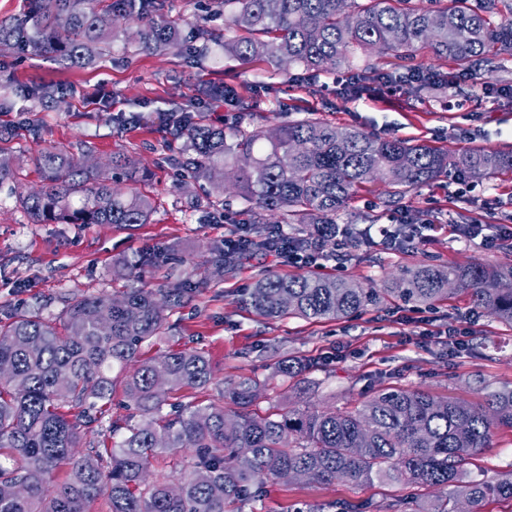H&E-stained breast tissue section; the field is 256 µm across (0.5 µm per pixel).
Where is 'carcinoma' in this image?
<instances>
[{"instance_id": "carcinoma-1", "label": "carcinoma", "mask_w": 512, "mask_h": 512, "mask_svg": "<svg viewBox=\"0 0 512 512\" xmlns=\"http://www.w3.org/2000/svg\"><path fill=\"white\" fill-rule=\"evenodd\" d=\"M224 9V53L247 63L256 57L276 69L293 64L315 76L350 75L357 58L380 50L399 61V79L428 66L430 48L455 72L437 84L482 74L483 66L512 59V0H217ZM136 9L135 0H27L17 16L0 20V52L30 48L62 62L92 61L111 52L114 25ZM141 47L177 54L174 25L141 17ZM185 139L183 169L215 179L234 171V187L255 218L280 214L275 230L308 247L336 240L337 225L365 184L389 187L387 203L463 173L512 174V152L472 149L450 156L428 144L370 135L322 117L228 131L183 112L171 120ZM44 184L23 206L37 223L116 224L150 221L152 203L137 187L136 167L115 160L108 175L51 145L37 160ZM158 245L118 264L141 278L168 263ZM194 268L166 276L155 288H130L69 304L62 318L22 314L0 324V512H92L106 499L109 512H239L267 483L301 471L318 483H395L434 488L431 499L406 496L392 512H480L487 498L512 501V479L467 478L472 456L489 446L493 430L512 428V387L485 388L477 405L438 399L419 388H393L344 412L255 409L258 384L245 378L229 388L231 407L182 405L164 413L169 394L212 381L199 352L170 350L126 375L124 394L138 413L135 424L111 423V446L75 454L80 434L64 408H80L99 422L112 401V370L137 359L141 347L169 329V314L194 292ZM394 289L408 303L433 305L455 283L468 290L471 308L512 325V264L467 267L420 264L402 268ZM389 289L344 279L265 276L245 305L267 317L334 319L381 302ZM318 361L281 360L285 376ZM192 450L189 465L172 457ZM166 460L176 474L146 480L151 461ZM67 467L66 477L56 472Z\"/></svg>"}]
</instances>
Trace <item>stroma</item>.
Instances as JSON below:
<instances>
[{"instance_id": "obj_1", "label": "stroma", "mask_w": 512, "mask_h": 512, "mask_svg": "<svg viewBox=\"0 0 512 512\" xmlns=\"http://www.w3.org/2000/svg\"><path fill=\"white\" fill-rule=\"evenodd\" d=\"M159 16L177 22L182 55L138 50L137 20L120 21L112 52L94 66H62L52 58L26 51L0 56V76L18 92L52 87L55 103L29 126L25 112L0 114V129L14 138V161L21 187H39L36 160L51 144L88 149L91 160L109 167L115 154L135 161L142 191L153 202L150 223L34 224L17 195L0 191V321L36 312L59 317L74 301L101 292L119 294L129 282L112 274L116 259L134 257L147 248L172 245L179 258L195 268L196 292L169 316L165 336L143 344L142 358L169 350H192L210 362L213 380L204 389H185L175 401L207 405L219 402L222 388L242 377L259 384V406L327 408L346 411L373 392L388 387L422 388L439 397L477 403L480 387L512 386V326L487 313H472L463 294L427 309L434 334L420 339L407 320L408 306L398 298L341 321L257 317L241 302L256 280L268 275L306 274V267L280 263L261 253L243 261L224 277L211 274L210 246L247 223L239 198L217 191L206 178L184 175L174 162L180 141L167 132V119L180 106L195 102L206 122L237 125L238 112L224 111L211 86H231L251 99L252 123L264 117L297 121L308 114L388 138L422 141L450 155L472 148L512 151V60L492 65L482 78L460 77L455 89H430L418 96L408 88L379 98L344 94L337 75L321 73L316 82L302 80L300 68L278 73L261 58L241 66L217 52L204 57L192 49L199 26L223 35L225 21L214 0H157ZM387 187L370 184L360 192L342 222L378 229L407 218L417 228L414 247L385 250L357 242L326 248L318 256L322 273L366 284L392 283L399 268L424 261L466 266L482 259L512 263V249L485 250L451 234L466 222L494 227L512 222V180L488 177L448 179L411 191L398 204L384 206ZM469 329L463 350L448 352L447 330ZM316 357L318 370L290 378L277 372L282 357ZM472 477L512 475V430H497L488 448L472 456ZM410 490L386 483L355 485L298 482L271 484L259 501L242 512H288L305 505L318 512H338L342 503L366 501L376 512Z\"/></svg>"}]
</instances>
